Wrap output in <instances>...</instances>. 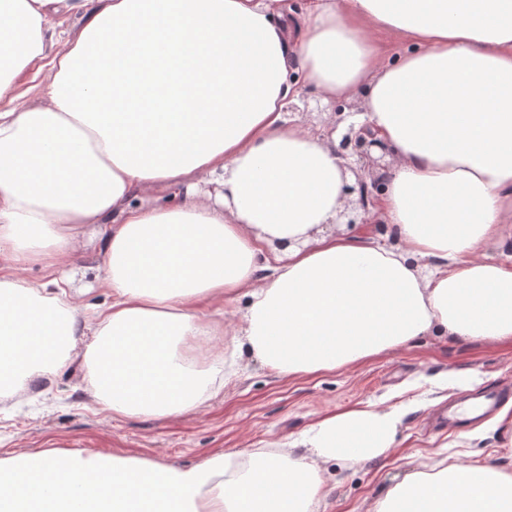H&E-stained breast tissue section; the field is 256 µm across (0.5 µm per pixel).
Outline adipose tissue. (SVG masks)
Returning a JSON list of instances; mask_svg holds the SVG:
<instances>
[{
  "label": "adipose tissue",
  "instance_id": "obj_1",
  "mask_svg": "<svg viewBox=\"0 0 512 512\" xmlns=\"http://www.w3.org/2000/svg\"><path fill=\"white\" fill-rule=\"evenodd\" d=\"M68 6L0 0V100L12 77L48 69L41 103L0 110V254L48 272L38 285L0 274L1 398L78 348L101 410L192 414L232 381L195 347L224 333L214 304L240 300L232 357L281 378L422 336L512 343V0H80L82 29L48 53ZM303 87L360 95L357 122L394 159L371 213L393 243L331 231L344 161L335 136L290 119ZM202 174L213 200L192 196ZM151 188L167 199L136 204ZM84 224L99 228L110 296L90 315L69 291ZM400 419L346 410L302 452L189 468L45 454L34 473L0 457V512H316L321 462L383 455ZM102 471L110 488L77 498ZM372 512H512V464L413 470Z\"/></svg>",
  "mask_w": 512,
  "mask_h": 512
}]
</instances>
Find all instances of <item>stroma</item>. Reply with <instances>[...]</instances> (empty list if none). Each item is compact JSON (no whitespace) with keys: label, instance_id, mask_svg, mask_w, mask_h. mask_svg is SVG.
Wrapping results in <instances>:
<instances>
[{"label":"stroma","instance_id":"obj_1","mask_svg":"<svg viewBox=\"0 0 512 512\" xmlns=\"http://www.w3.org/2000/svg\"><path fill=\"white\" fill-rule=\"evenodd\" d=\"M102 242L96 225L76 240L70 288L81 306H101ZM496 383L512 384V344H459L423 336L333 373L285 379L243 356L233 386L183 418L115 417L93 408L79 367L45 390L0 401V456L60 458L73 452L137 456L190 467L224 452H249L300 437L326 415L368 405L404 412L392 448L376 459L324 462L329 495L320 512H370L375 498L408 471L440 456L461 464L512 461V425L488 418L435 427L438 406Z\"/></svg>","mask_w":512,"mask_h":512}]
</instances>
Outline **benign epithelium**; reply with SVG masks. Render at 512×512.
Returning a JSON list of instances; mask_svg holds the SVG:
<instances>
[{"instance_id":"7a95c632","label":"benign epithelium","mask_w":512,"mask_h":512,"mask_svg":"<svg viewBox=\"0 0 512 512\" xmlns=\"http://www.w3.org/2000/svg\"><path fill=\"white\" fill-rule=\"evenodd\" d=\"M289 110L322 114L328 111V106L324 105L318 97H304L301 99V105L293 104L289 107ZM344 120V113L335 107L333 112L330 113V121H328L327 127L331 133L335 131L340 133L336 152L341 158L348 160L346 167L355 177L353 183L345 185L344 191L347 199L343 209L337 214L336 223L353 228L359 224L368 223L364 214L375 207L382 179L389 171L390 166L386 162L388 151L384 143L367 127L362 126L357 129L352 123L344 124ZM364 161L372 163L378 169L376 176L370 183L366 182L354 169L355 165Z\"/></svg>"}]
</instances>
